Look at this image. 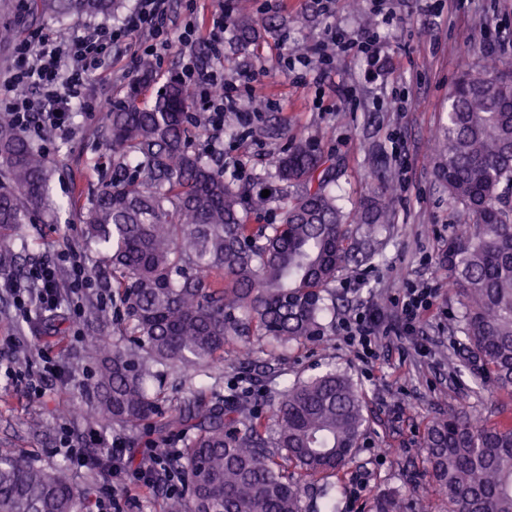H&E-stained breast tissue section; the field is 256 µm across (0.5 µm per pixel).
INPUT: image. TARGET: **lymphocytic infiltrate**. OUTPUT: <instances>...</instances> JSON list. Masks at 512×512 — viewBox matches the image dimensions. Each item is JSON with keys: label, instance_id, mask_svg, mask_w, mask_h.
Returning <instances> with one entry per match:
<instances>
[{"label": "lymphocytic infiltrate", "instance_id": "f902f5d3", "mask_svg": "<svg viewBox=\"0 0 512 512\" xmlns=\"http://www.w3.org/2000/svg\"><path fill=\"white\" fill-rule=\"evenodd\" d=\"M227 21V13L219 8L210 12L205 27L191 19L177 25L171 19L170 0H137L134 10L116 24H95L66 38L43 31L27 33L14 46L16 67L0 79V111L29 136L69 134L75 129L76 111L98 112L105 106V99L90 95L88 79L103 73L115 49H124L134 62L143 57L160 60L176 52L182 56L183 81L206 112L207 126L223 131L225 113L236 107L235 85L223 67ZM92 285L83 256L74 248L33 266L24 281L0 277V289L13 294L26 320L59 307L62 298L82 296ZM436 296L433 288L404 289L392 316L376 305L363 304L343 321V335L361 361L372 360L383 338L416 331Z\"/></svg>", "mask_w": 512, "mask_h": 512}]
</instances>
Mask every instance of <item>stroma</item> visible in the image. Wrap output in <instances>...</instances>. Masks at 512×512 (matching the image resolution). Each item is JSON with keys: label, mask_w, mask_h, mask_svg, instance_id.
<instances>
[{"label": "stroma", "mask_w": 512, "mask_h": 512, "mask_svg": "<svg viewBox=\"0 0 512 512\" xmlns=\"http://www.w3.org/2000/svg\"><path fill=\"white\" fill-rule=\"evenodd\" d=\"M232 14L255 19L272 18L276 25L265 34L260 51L237 49L224 41V56L241 76L254 77L257 94L269 107L245 126L246 135L231 139L200 130L194 141L199 153L217 144L240 158L247 175H267L282 141L269 138L264 127L278 124L289 136L317 141L336 164L337 203L348 217L354 238H364L366 227L352 216L370 186L394 185V221L376 233L378 255L359 258L339 273L333 291L336 308L324 316L328 334L323 341L281 349L254 342L251 372L262 381L253 401L272 416L273 393L298 377L328 369L352 376L367 404L369 426L353 461L336 481L339 512H361L380 488L404 491L410 512H448V502L427 481L413 483L425 467L424 430L427 421L451 409L465 408L490 421L512 420V395L476 392L474 370L451 326L461 310V298L439 267L436 254L455 229V208L448 191L433 173L432 149L448 116V94L465 66L481 64L490 42H504L497 57L512 65V0H438L425 12L422 0H389L390 21L371 13L369 0H335L322 13L315 0H226ZM23 0H0V24L21 32L50 31L68 37L81 31L84 20L44 17L27 20ZM376 27L380 51L366 58L343 51L329 40L330 30L354 38ZM304 54L306 64L285 69V50ZM321 67L329 76L313 84L309 71ZM103 114L80 118L76 132L65 140L35 141L47 152L56 170L53 198L61 203L57 223L24 224L7 243L16 259L10 275L20 278L47 255L78 247L87 266H99L101 288L111 289L112 277L100 266L101 255L86 239L78 220L94 192L112 178V156L97 149ZM437 285L439 295L415 335L384 339L380 356L362 363L346 344L340 330L358 299L364 298L388 313L403 288ZM96 295L80 307L65 302L59 320L41 316L24 321L12 295L0 292V346L13 368L38 371L43 355L68 366L72 374L52 380L45 396L36 398L23 383L0 378V454H15L47 466L59 461L58 439L69 431L76 445L92 451L97 440L120 434L104 427L100 416L82 397L95 384L98 356L88 354L80 339L93 323ZM426 344L429 356H419L417 344ZM77 489L97 496L120 498L124 512H164L163 489L129 495L110 472L91 476L88 470L71 474Z\"/></svg>", "instance_id": "stroma-1"}]
</instances>
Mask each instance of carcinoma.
<instances>
[{"label": "carcinoma", "instance_id": "cac0c4a2", "mask_svg": "<svg viewBox=\"0 0 512 512\" xmlns=\"http://www.w3.org/2000/svg\"><path fill=\"white\" fill-rule=\"evenodd\" d=\"M119 0H25L36 15L108 16ZM243 50H256L257 23L229 19ZM145 58L125 96L108 113L102 147L116 160L82 220L112 273V302L125 311L126 338L101 356L94 406L113 424L153 423L149 452L168 457L169 437L186 436L185 485L165 512H303L306 481L337 476L367 428L356 383L334 370L298 380L273 399L277 436L248 400L198 390L174 414L151 387L153 367L209 375L224 350L245 336L280 347L326 335L325 293L365 244L352 238L332 194L335 164L312 140L289 144L274 174L234 183L194 148L199 127L178 77L159 91ZM266 98L238 102L244 114ZM437 178L457 208L455 231L438 265L458 287L455 324L477 367L478 387L512 393V72L496 62L463 72L448 96V124L434 158ZM53 170L0 115V267L12 264L6 239L20 224H47ZM269 190L267 197L260 196ZM271 209L278 224H252ZM357 222L389 224L386 188L361 200ZM426 473L452 512H512V421L475 425L463 409L426 423ZM294 468L298 477L288 476ZM90 490L75 489L66 464L37 466L0 454V512H79ZM402 494L379 489L370 512H407Z\"/></svg>", "mask_w": 512, "mask_h": 512}]
</instances>
